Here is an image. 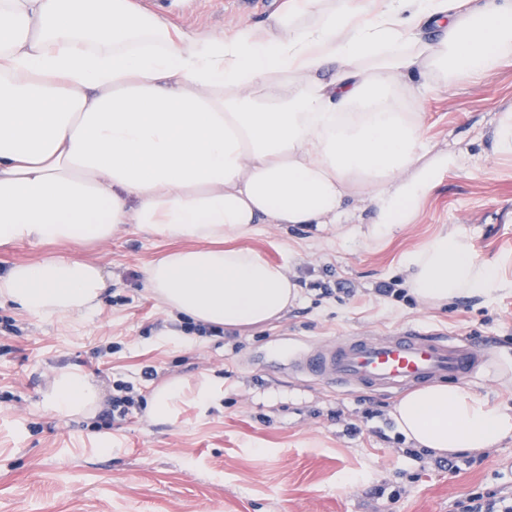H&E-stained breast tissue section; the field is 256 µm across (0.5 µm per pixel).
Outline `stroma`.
<instances>
[{
  "label": "stroma",
  "instance_id": "1",
  "mask_svg": "<svg viewBox=\"0 0 512 512\" xmlns=\"http://www.w3.org/2000/svg\"><path fill=\"white\" fill-rule=\"evenodd\" d=\"M273 6L155 0L153 8L188 30L220 35ZM511 104L512 61L422 103L426 136L461 151L465 163L443 176L415 223L384 241L366 235V201L360 223L346 230L258 224L229 239L282 265L301 291L285 314L258 327L191 341L173 335V315L147 289L145 271L174 244L133 224L103 242L0 247L1 268L66 258L97 263L108 276L98 309L82 317L43 319L0 302V512H457L467 492L512 489L511 437L485 449L482 463L451 472L436 467L434 453L420 461L407 454L393 419L397 397L350 394L283 366L287 350L309 341L445 332L491 345L484 375L466 388L512 407V159L492 151L498 115ZM457 230L508 289L438 307L382 295V287L404 286L406 253ZM147 366L155 369L149 379ZM72 370L98 388L97 409L47 408L49 378ZM204 375L224 387L208 411L185 406L173 421L144 410L108 416L115 380L147 398L167 380ZM398 487L399 502L388 504Z\"/></svg>",
  "mask_w": 512,
  "mask_h": 512
}]
</instances>
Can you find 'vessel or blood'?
I'll return each mask as SVG.
<instances>
[{"label": "vessel or blood", "instance_id": "vessel-or-blood-1", "mask_svg": "<svg viewBox=\"0 0 512 512\" xmlns=\"http://www.w3.org/2000/svg\"><path fill=\"white\" fill-rule=\"evenodd\" d=\"M490 356L486 343L405 329L305 344L289 353L287 369L326 386L397 395L439 380H474Z\"/></svg>", "mask_w": 512, "mask_h": 512}]
</instances>
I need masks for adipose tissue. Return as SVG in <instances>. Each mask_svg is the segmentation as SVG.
<instances>
[{
  "mask_svg": "<svg viewBox=\"0 0 512 512\" xmlns=\"http://www.w3.org/2000/svg\"><path fill=\"white\" fill-rule=\"evenodd\" d=\"M512 58V0H279L253 25L189 31L142 0H0V246L104 241L125 225L187 241L151 261L146 284L177 315L227 329L274 319L299 298L279 266L228 236L258 224H352L371 235L414 223L462 155L437 148L423 100ZM406 284L441 305L504 288L462 235L405 257ZM95 263L54 259L0 272V301L45 318L92 313ZM204 378L157 388L149 414L207 408ZM98 401L81 372L54 377L50 409ZM439 454L512 437V408L429 384L393 413Z\"/></svg>",
  "mask_w": 512,
  "mask_h": 512,
  "instance_id": "1",
  "label": "adipose tissue"
}]
</instances>
